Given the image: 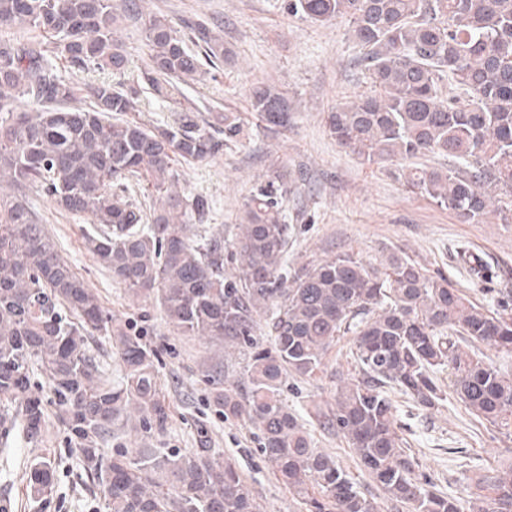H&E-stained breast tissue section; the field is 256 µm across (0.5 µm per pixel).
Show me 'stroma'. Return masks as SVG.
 Here are the masks:
<instances>
[{"instance_id":"1","label":"stroma","mask_w":512,"mask_h":512,"mask_svg":"<svg viewBox=\"0 0 512 512\" xmlns=\"http://www.w3.org/2000/svg\"><path fill=\"white\" fill-rule=\"evenodd\" d=\"M281 3L136 0L143 14L162 15L176 25L191 18L218 26L231 51L221 78L181 90L182 102L203 117L223 112L233 115L241 127L223 153L199 163L174 165L176 190L201 194L211 206L207 221L194 225V232L221 234L225 245H232L247 197L277 171L287 176L290 187L292 265L347 251L375 265L397 253L413 259L427 275L445 276L477 304L493 309L501 301H512V224L493 219L461 222L453 211L408 189L391 163L368 165L340 147L325 127L326 112L370 90L351 25L344 17L320 24L290 16ZM261 83L287 91L292 106L288 127L275 136L267 134L251 109L250 91ZM26 198L60 260L98 294L114 325L143 328L156 354L158 383L169 407L165 432H148L132 410L109 447L127 444L190 452L204 445L215 455L236 460L263 512H306L262 455L257 431L244 422L224 420L211 403L214 389L246 383V356L228 358L210 337L172 332L155 299L133 296L87 250L84 237L92 226L85 218L58 209L36 190H28ZM354 351L353 335L340 337L314 375L288 379L283 398L314 446L355 477L374 512H411L409 504L387 498L363 474L347 440L323 425L338 390L358 377ZM387 395L420 472L443 493L467 497L480 476L512 462V427H495L479 419L455 395L432 409L416 406L395 388ZM44 411L36 439H28L18 427L0 431V500H10L11 512H106L54 406L45 405ZM38 456L51 460L55 487L44 511L28 495L30 463Z\"/></svg>"}]
</instances>
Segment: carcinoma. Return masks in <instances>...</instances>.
Listing matches in <instances>:
<instances>
[{
	"label": "carcinoma",
	"instance_id": "1",
	"mask_svg": "<svg viewBox=\"0 0 512 512\" xmlns=\"http://www.w3.org/2000/svg\"><path fill=\"white\" fill-rule=\"evenodd\" d=\"M123 2L122 15L142 25L152 65L132 85L81 88L56 74L57 61L82 71L126 66L112 0H0V29L27 24L52 39L0 43V175L100 225L86 246L114 279L156 298L173 331L202 332L224 351L248 355V386L216 389L213 406L261 432V452L308 512L373 510L334 458L312 446L282 398L288 374H313L348 332L356 336L360 378L344 387L325 426L347 439L391 499L411 504L412 512H463L458 499L417 471L381 386L392 384L429 408L445 400L436 378L445 370L449 388L473 414L492 425L512 421V377L476 351L482 344L512 354V305L475 304L447 278L427 276L396 254L380 269L344 253L288 271V181L277 172L244 203L230 251L221 236L193 239L188 224L204 222L210 204L172 191L173 158L204 161L220 153L239 135L238 122L222 113L205 121L177 106L173 121L158 127L114 122L112 113L139 111L144 85L175 104L179 86L200 78L183 31L209 62L213 81L227 50L203 23L188 19L179 29L163 16L139 17L135 0ZM284 8L322 24L350 17L375 93L327 113L326 128L340 146L368 164L444 155L453 168L414 166L407 187L465 223L491 215L512 223V0H285ZM448 78L454 88L445 94ZM11 90L30 99L29 111L13 110ZM80 95L90 107L65 108ZM251 107L266 131L288 126L280 87H253ZM129 176L166 195L167 208L147 215L118 193ZM226 256L238 276H224ZM268 311L273 344L264 347L256 318ZM99 333L118 339V382L103 379L88 354V337ZM155 361L142 332L112 328V316L60 262L34 212L19 200L0 201V402L7 403L0 429L21 423L31 440L40 432L36 368L107 512H261L231 457L209 448L103 447L131 403L149 431L164 433L168 411ZM51 469L43 457L30 465V496L43 507L53 493ZM468 512H512V463L478 480Z\"/></svg>",
	"mask_w": 512,
	"mask_h": 512
}]
</instances>
